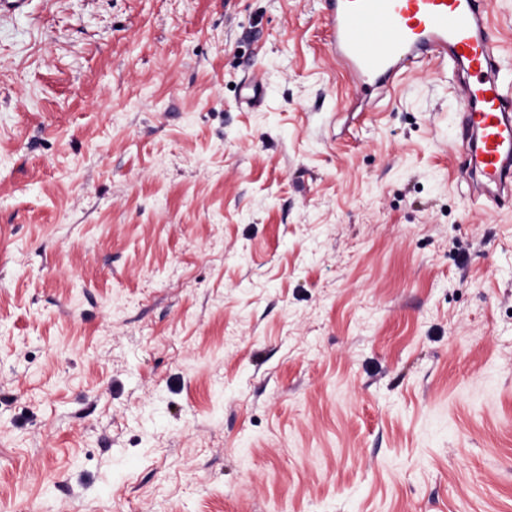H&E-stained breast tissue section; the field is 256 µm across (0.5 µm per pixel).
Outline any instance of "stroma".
<instances>
[{
    "instance_id": "obj_1",
    "label": "stroma",
    "mask_w": 512,
    "mask_h": 512,
    "mask_svg": "<svg viewBox=\"0 0 512 512\" xmlns=\"http://www.w3.org/2000/svg\"><path fill=\"white\" fill-rule=\"evenodd\" d=\"M326 39L321 0L0 14V512H512V207L452 68L356 108Z\"/></svg>"
}]
</instances>
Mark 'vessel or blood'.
Returning <instances> with one entry per match:
<instances>
[{"instance_id":"vessel-or-blood-1","label":"vessel or blood","mask_w":512,"mask_h":512,"mask_svg":"<svg viewBox=\"0 0 512 512\" xmlns=\"http://www.w3.org/2000/svg\"><path fill=\"white\" fill-rule=\"evenodd\" d=\"M327 49L362 99L392 92L403 69L462 66L456 91L462 134L479 190L512 203V90L499 79L487 0H324Z\"/></svg>"}]
</instances>
